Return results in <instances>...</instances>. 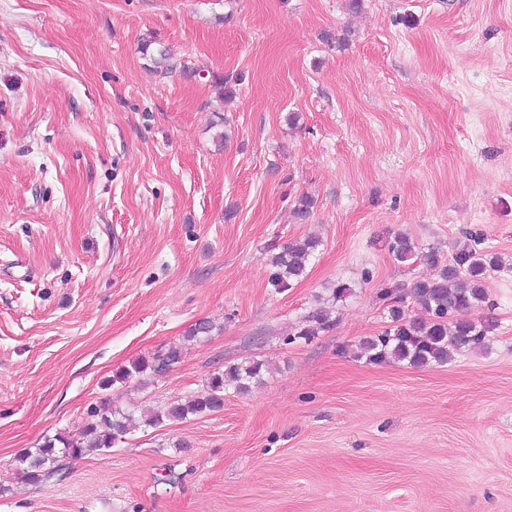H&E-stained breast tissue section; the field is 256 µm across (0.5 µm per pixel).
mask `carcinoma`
I'll return each mask as SVG.
<instances>
[{"mask_svg":"<svg viewBox=\"0 0 512 512\" xmlns=\"http://www.w3.org/2000/svg\"><path fill=\"white\" fill-rule=\"evenodd\" d=\"M319 246L320 240L306 238L287 245L273 256L274 286L283 290L303 278ZM388 250L402 263L420 260L439 268V272L433 278L416 280L408 288L381 290L377 298L386 305L389 325L380 334L361 340L355 357L371 363L406 361L422 368L443 366L464 353L490 349L496 323L476 312L488 300L485 285L488 272L510 270L511 263L507 265L499 255L476 248L470 238L455 244L445 263L436 251L417 250L403 233L394 235L388 242ZM330 324L327 310L317 307L303 317L295 337L307 340L330 328ZM181 359L182 351L178 347L152 358H139L105 380L103 387L108 389L117 382L126 383L148 373L161 374ZM262 369L263 363L255 360L230 365L213 373L199 393L161 409L141 411V420L144 425L155 427L166 421L219 412L224 408L226 391L230 388L237 393L248 391L252 383L260 381ZM90 416L91 421L79 437L62 434L47 437L39 447L20 454L19 474L33 484L45 483L56 473L61 461L107 451L124 442L135 420L134 412L114 408L107 401L92 408Z\"/></svg>","mask_w":512,"mask_h":512,"instance_id":"cac0c4a2","label":"carcinoma"}]
</instances>
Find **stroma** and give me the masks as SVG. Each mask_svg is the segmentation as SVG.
<instances>
[{"instance_id": "stroma-1", "label": "stroma", "mask_w": 512, "mask_h": 512, "mask_svg": "<svg viewBox=\"0 0 512 512\" xmlns=\"http://www.w3.org/2000/svg\"><path fill=\"white\" fill-rule=\"evenodd\" d=\"M469 230L512 258V0H0V512H512V272L489 352L354 355L380 290L432 273L394 233L446 255ZM244 359L261 379L220 412L19 476L101 401L161 408ZM320 240L306 238L288 244L283 251L272 257L275 269L272 282L279 290L289 288L293 281L304 277L310 259L320 246ZM330 324L331 320L327 310L323 307H317L303 317L301 327L293 335L295 337H288V341L293 342V339L296 338L307 340L313 336H318L320 332L330 328ZM182 359V351L178 347H171L162 355L152 358H139L130 363L129 367H123L112 378L103 382L105 388H111L115 383H125L133 378H140L148 372L153 374H161L171 370L175 365L179 364Z\"/></svg>"}]
</instances>
